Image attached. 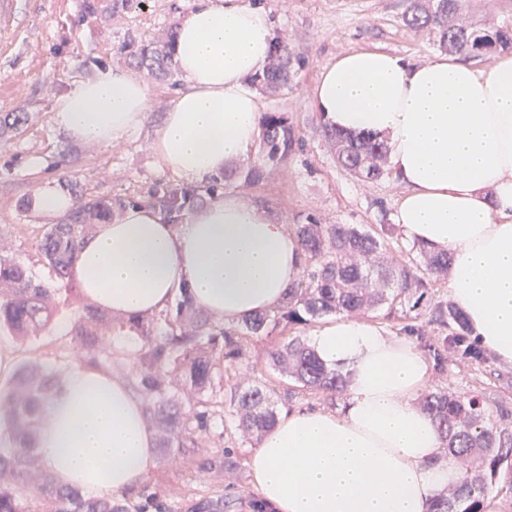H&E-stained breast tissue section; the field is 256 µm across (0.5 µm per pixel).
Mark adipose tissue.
I'll return each instance as SVG.
<instances>
[{
    "label": "adipose tissue",
    "mask_w": 512,
    "mask_h": 512,
    "mask_svg": "<svg viewBox=\"0 0 512 512\" xmlns=\"http://www.w3.org/2000/svg\"><path fill=\"white\" fill-rule=\"evenodd\" d=\"M262 0H193L179 19L181 75L153 151L190 183L245 162L260 128L250 85L272 52ZM314 102L329 128L386 142L403 193L404 238L449 253L448 283L472 335L512 366V53L486 71L448 57L412 64L351 51L327 66ZM146 81L103 67L57 102L70 138L107 145L135 131ZM294 231L263 208L218 193L180 226L130 206L85 238L70 276L93 306L130 318L163 309L180 289L231 325L278 307L303 275ZM313 346L349 370L339 409L282 414L253 451L251 481L266 512H428L458 479L431 418L418 404L429 375L406 339L366 320L319 325ZM36 446L57 484L118 496L157 462L143 404L122 379L73 366L42 405Z\"/></svg>",
    "instance_id": "obj_1"
}]
</instances>
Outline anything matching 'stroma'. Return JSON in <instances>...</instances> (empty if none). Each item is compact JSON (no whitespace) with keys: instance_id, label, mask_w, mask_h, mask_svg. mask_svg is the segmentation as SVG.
<instances>
[{"instance_id":"1","label":"stroma","mask_w":512,"mask_h":512,"mask_svg":"<svg viewBox=\"0 0 512 512\" xmlns=\"http://www.w3.org/2000/svg\"><path fill=\"white\" fill-rule=\"evenodd\" d=\"M14 2L15 17L8 30H0V114L25 112L29 120L19 129L0 131V256L26 264L44 279L48 271L40 261L39 240L45 227L59 221L35 204L45 184L63 189L74 180L86 193L106 197L133 196L156 182L179 184V177L166 171L152 151L162 116L174 102L170 82L150 81L144 123L110 145L93 146L68 138L55 125L54 108L61 95L92 78L99 68L123 65L117 47L126 31L148 39L160 36L193 0H145L136 12L111 21L86 16L84 0ZM263 2L301 66L288 88L274 96H260V109L286 113L297 143L287 162L268 170L258 184L237 181L226 185V192L270 211L288 225L311 218L324 224L392 223L401 186L392 178L364 182L337 165L320 132L313 92L324 67L353 50L384 51L417 63L437 57L427 36L404 24L410 0ZM450 298L447 281L438 282L407 331L380 311L367 319L424 352L431 367L428 388L451 382L466 390L484 391L493 401L512 400L511 366L491 354L479 364L455 349H444L445 331L434 322L433 308ZM75 319L73 309H63L50 328L30 340L0 334V347L10 349L17 361H33L56 373L89 362L104 365L114 376L136 385L141 340L109 332L111 363L93 360L73 334ZM281 341L277 331L242 337L243 357L235 362L233 381L258 378L268 350ZM253 449V443L240 438L231 415L210 416L184 448L159 456L156 468L127 496L153 494L181 512L220 497L224 512H259L248 470ZM219 454L224 457L223 469L206 468V461Z\"/></svg>"}]
</instances>
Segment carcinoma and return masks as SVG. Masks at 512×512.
<instances>
[{
  "mask_svg": "<svg viewBox=\"0 0 512 512\" xmlns=\"http://www.w3.org/2000/svg\"><path fill=\"white\" fill-rule=\"evenodd\" d=\"M469 0H411L406 25L432 36L434 45L448 53L474 56L477 42L488 50L512 49V27L489 19L475 28L464 17ZM142 0H86L85 13L91 17L114 18L128 14ZM176 24L155 39L127 31L118 52L128 64L155 80L176 74L172 46ZM299 61L288 38L277 34L276 45L266 69L251 83L267 95H275L293 79ZM338 164L351 175L368 181L389 178L387 145L370 136L355 138L322 126ZM296 143L294 126L281 112L260 117L259 149L247 165L232 168L199 184L170 186L153 184L128 198L85 196L70 185L75 195L71 209L59 223L46 227L38 249L41 261L58 281L68 278L81 241L92 225L110 223L130 205L153 208L169 224H180L193 207L209 203L217 192L234 180L259 182L265 171L288 158ZM305 253L301 280L288 290L274 310L252 315L238 329H226L197 308L184 292L171 309L156 316L137 317L127 322L85 308L78 316L74 335L93 355L112 353L102 347L109 329L134 332L142 341L139 360L142 376L139 392L146 417L160 431L161 448L170 452L182 447L191 423H203L215 408L229 407L237 430L245 439L258 438L277 421V397L268 380L230 387L231 367L223 354L242 356L239 338L264 330L292 329L309 325L328 315L357 316L384 309L387 317L406 320L427 300L433 283L448 277L449 257L425 247H411L403 259L390 247L391 225L380 229L357 224H296ZM60 289L37 278L30 269L0 257V333L19 340L30 338L36 328L54 319ZM435 319L448 328L443 342L455 343L465 332L463 312L454 304H438ZM271 368L294 385L331 397L346 389L342 371L326 366L314 349L299 336L268 353ZM51 380L31 363L18 369L13 389L0 391V427L14 436L15 448L0 454V512H176L147 495L145 502L116 501L112 497L87 498L81 491L57 487L47 473H36L33 434L44 400L52 390ZM420 406L431 417L448 459L460 477L452 488L435 498L429 512H483L487 490L496 487L512 494V402L493 404L477 391L453 386L426 392Z\"/></svg>",
  "mask_w": 512,
  "mask_h": 512,
  "instance_id": "1",
  "label": "carcinoma"
}]
</instances>
